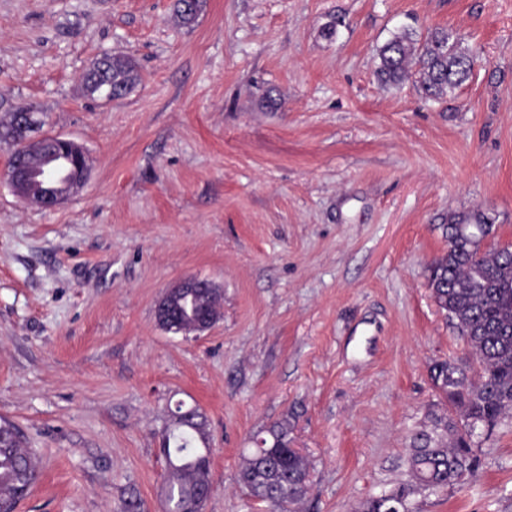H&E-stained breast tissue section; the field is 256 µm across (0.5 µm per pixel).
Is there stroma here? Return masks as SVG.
<instances>
[{
	"mask_svg": "<svg viewBox=\"0 0 512 512\" xmlns=\"http://www.w3.org/2000/svg\"><path fill=\"white\" fill-rule=\"evenodd\" d=\"M0 0V121L18 107L81 144L84 187L51 210L0 180V416L35 452L17 512H161L170 404L204 414V512H270L235 478L288 421L312 463L300 512H357L407 479L413 434L449 412L430 367L467 358L427 267L452 213L512 242V0ZM479 60L443 100L385 89L401 29ZM132 56L125 98L83 94ZM271 93L276 106H267ZM222 296L201 335L164 330L185 278ZM465 484L416 512H512V414ZM108 76L112 79V86L106 81L105 69L102 65L94 68L93 72L100 75V82L108 87L106 100L112 98V88L118 91V87L124 90L119 93L121 97L133 91L139 82V70L136 61L127 55L115 54L106 64ZM119 92V91H118ZM207 283L208 282L200 280L198 278H187V279L183 280L182 282H180L179 284H177L176 286H174L173 288H171L170 290H168L161 297V299L159 300L158 305H157L156 316H157L158 321L160 323H162L168 331H171L174 334L183 333V334L187 335L188 333H191L187 329H184L183 327L174 325L172 323H168L165 320V316H166L165 312L167 310V304L173 298H175L174 294L178 291H181L182 289L195 288V289H203L206 292L205 288H207Z\"/></svg>",
	"mask_w": 512,
	"mask_h": 512,
	"instance_id": "obj_1",
	"label": "stroma"
}]
</instances>
